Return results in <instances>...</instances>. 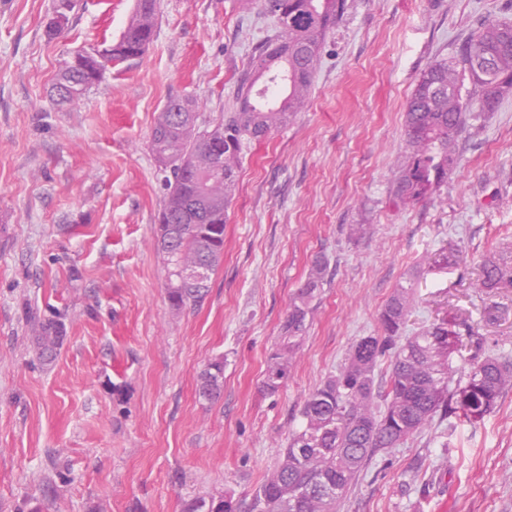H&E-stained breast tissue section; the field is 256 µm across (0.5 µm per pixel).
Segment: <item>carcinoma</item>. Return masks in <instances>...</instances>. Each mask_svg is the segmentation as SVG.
Returning <instances> with one entry per match:
<instances>
[{"label":"carcinoma","instance_id":"1","mask_svg":"<svg viewBox=\"0 0 512 512\" xmlns=\"http://www.w3.org/2000/svg\"><path fill=\"white\" fill-rule=\"evenodd\" d=\"M280 31L255 47V74L237 89V107L198 123L190 97L171 99L155 122L151 149L161 164L165 195L158 212V251L169 275L168 301L176 313L203 301L211 274L224 255V224L244 149L286 126L303 108L326 36L347 0H262ZM157 0H136L118 41L89 46L74 66L60 65L57 83L75 85L73 104L114 64L143 55L153 41ZM512 94V25L484 21L453 61L437 60L421 74L405 112V148L392 183L394 198L413 205L436 191L455 163L454 143L474 111L492 112ZM478 109H473V104ZM325 262H314L293 298L271 353L264 388L276 393L288 380L306 332L312 303L324 281ZM478 287L488 294L512 289V246L487 258ZM413 288L394 289L380 313L381 334L359 339L342 367L312 391L301 424L288 433L273 471L253 490L247 512H336L353 483L381 453L400 447L435 418L460 413L480 421L512 386V361L473 358L464 381L450 387L448 323L404 335ZM63 341L62 325L48 319L35 337L38 358L50 361ZM390 358L385 387L377 382L380 359ZM224 386V360L199 374V398L214 401ZM230 496L189 502L184 512H238Z\"/></svg>","mask_w":512,"mask_h":512}]
</instances>
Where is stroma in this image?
Here are the masks:
<instances>
[{
  "instance_id": "1",
  "label": "stroma",
  "mask_w": 512,
  "mask_h": 512,
  "mask_svg": "<svg viewBox=\"0 0 512 512\" xmlns=\"http://www.w3.org/2000/svg\"><path fill=\"white\" fill-rule=\"evenodd\" d=\"M55 4L0 0V512L248 500L309 394L379 333L408 279L407 335L460 326L454 372L478 351L512 359V291L478 286L512 241V95L470 121L439 189L412 206L391 193L420 73L455 59L484 20L512 22V0H348L301 112L246 152L207 296L177 315L157 249L155 120L173 96L198 100L203 122L233 111L276 21L239 0H159L145 54L58 106L67 52L119 39L134 0H74L51 39ZM319 258L288 382L267 393V360ZM491 305L504 316L488 323ZM51 318L64 340L43 363L32 338ZM217 358L224 389L208 402L197 379ZM338 512H512V389L483 420H434L377 457Z\"/></svg>"
}]
</instances>
